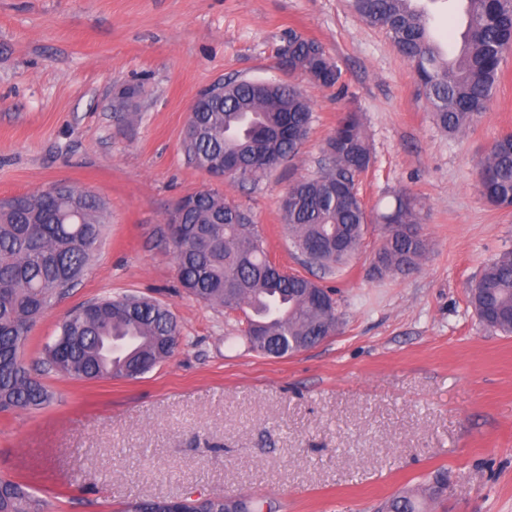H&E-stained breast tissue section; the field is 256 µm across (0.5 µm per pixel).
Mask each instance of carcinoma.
Returning <instances> with one entry per match:
<instances>
[{
	"label": "carcinoma",
	"mask_w": 512,
	"mask_h": 512,
	"mask_svg": "<svg viewBox=\"0 0 512 512\" xmlns=\"http://www.w3.org/2000/svg\"><path fill=\"white\" fill-rule=\"evenodd\" d=\"M466 17L457 57L436 42L423 0H350L358 17L383 29L414 68L438 124L464 131L486 111L505 54L512 49V0H461ZM288 68L322 87L341 79L319 43L288 41ZM312 119L309 101L293 85L262 80L224 83V98L199 100L184 132L190 163L208 173L231 154L242 165L230 180L256 184L281 166H294ZM316 177L300 176L281 203L282 221L301 263L323 273L341 269L361 246L367 227L380 224L375 254L379 275L409 273L426 252L421 208L399 192L372 215L356 183L371 164L361 116L347 112L323 148ZM478 189L493 205L512 208V134L499 137L477 166ZM179 216L168 213L169 242L182 288L199 301L241 312L252 350L285 357L313 348L339 328L336 302L314 280L290 274L269 257L250 213L224 202L218 190L186 198ZM109 220L106 203L89 190L59 183L0 200V411L42 409L52 394L41 376L55 371L92 381L137 379L174 355L180 328L166 305L135 294L83 303L68 311L43 349L41 368L23 361L36 323L83 279ZM469 303L485 329L512 334V249L483 269ZM380 512H424L408 494H395ZM0 512H40L27 484L0 478ZM121 512H262L244 498L132 501Z\"/></svg>",
	"instance_id": "carcinoma-1"
}]
</instances>
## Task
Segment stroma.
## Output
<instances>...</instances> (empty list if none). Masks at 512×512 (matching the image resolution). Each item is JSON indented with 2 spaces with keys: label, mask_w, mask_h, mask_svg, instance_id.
I'll list each match as a JSON object with an SVG mask.
<instances>
[{
  "label": "stroma",
  "mask_w": 512,
  "mask_h": 512,
  "mask_svg": "<svg viewBox=\"0 0 512 512\" xmlns=\"http://www.w3.org/2000/svg\"><path fill=\"white\" fill-rule=\"evenodd\" d=\"M432 31L459 49L460 12L433 0ZM320 43L339 84L288 68L292 37ZM295 84L313 109L296 166L257 185L188 164L192 99L228 80ZM127 85L140 92L115 107ZM361 115L372 161L367 210L407 191L423 205L418 270L378 275L380 225L351 261L308 272L280 220L298 176L315 173L340 113ZM512 132V51L486 112L437 125L411 65L348 0H0V198L65 182L110 210L92 266L40 320L35 364L67 312L133 293L167 305L182 342L134 380L44 382L53 402L0 412V476L27 481L43 512H119L131 499L261 497L278 512H374L400 491L426 512H512V335L468 304L484 267L512 249V208L489 203L476 168ZM218 187L248 210L269 256L333 290L342 324L320 345L275 358L249 349L223 310L185 294L167 243L179 198ZM448 473L430 496L436 470Z\"/></svg>",
  "instance_id": "obj_1"
}]
</instances>
